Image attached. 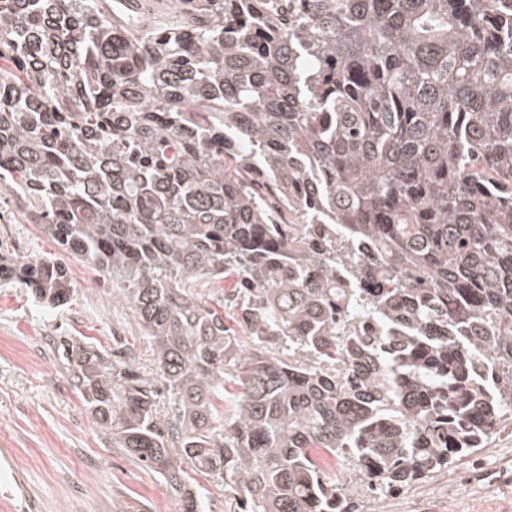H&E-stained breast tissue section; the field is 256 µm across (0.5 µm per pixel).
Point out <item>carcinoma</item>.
<instances>
[{"label": "carcinoma", "mask_w": 512, "mask_h": 512, "mask_svg": "<svg viewBox=\"0 0 512 512\" xmlns=\"http://www.w3.org/2000/svg\"><path fill=\"white\" fill-rule=\"evenodd\" d=\"M167 29L0 0V189L59 248L0 279L57 309L77 256L132 308L154 376L61 343L112 447L180 512L199 476L355 512L479 451L512 418V0H195Z\"/></svg>", "instance_id": "carcinoma-1"}]
</instances>
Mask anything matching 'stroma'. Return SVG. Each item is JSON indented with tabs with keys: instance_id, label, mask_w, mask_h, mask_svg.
I'll use <instances>...</instances> for the list:
<instances>
[{
	"instance_id": "stroma-1",
	"label": "stroma",
	"mask_w": 512,
	"mask_h": 512,
	"mask_svg": "<svg viewBox=\"0 0 512 512\" xmlns=\"http://www.w3.org/2000/svg\"><path fill=\"white\" fill-rule=\"evenodd\" d=\"M9 193H0V254L38 259L57 254ZM69 304L51 309L19 285L0 281V512H112L116 500L144 512H179L157 474L113 448L73 390L63 339L92 338L111 349L131 344L141 373L156 368L155 351L129 305L80 258L68 262ZM359 512H512V424L487 448Z\"/></svg>"
}]
</instances>
